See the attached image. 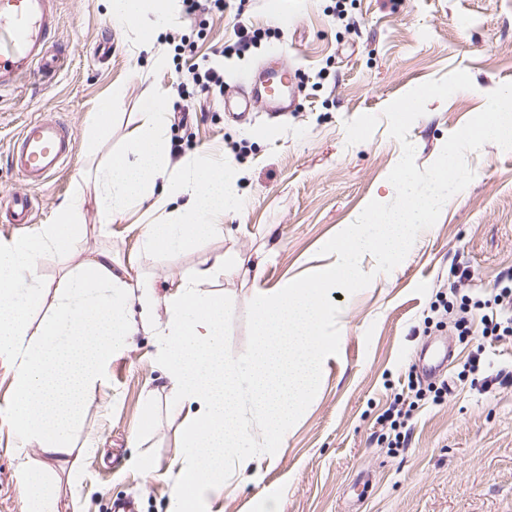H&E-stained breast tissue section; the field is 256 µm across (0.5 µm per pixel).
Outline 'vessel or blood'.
<instances>
[{"label":"vessel or blood","instance_id":"vessel-or-blood-1","mask_svg":"<svg viewBox=\"0 0 512 512\" xmlns=\"http://www.w3.org/2000/svg\"><path fill=\"white\" fill-rule=\"evenodd\" d=\"M56 32L55 0H0V87L19 83L32 66L57 68L59 57L46 50ZM297 85L296 71L278 65L267 68L253 80L250 94L239 100L238 110L249 114L261 101L284 111ZM76 148V137L66 127L35 119L24 125L10 145L9 155L26 183L42 185L60 171Z\"/></svg>","mask_w":512,"mask_h":512}]
</instances>
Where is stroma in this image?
<instances>
[{
	"label": "stroma",
	"instance_id": "stroma-1",
	"mask_svg": "<svg viewBox=\"0 0 512 512\" xmlns=\"http://www.w3.org/2000/svg\"><path fill=\"white\" fill-rule=\"evenodd\" d=\"M58 6L53 48L63 64L0 90V242L53 223L74 178L85 177L84 228L66 251L45 254L41 278L58 282L69 266L104 249L162 297L206 258L237 252L243 264L204 286L225 298L224 350L234 357L255 350L256 287H277L324 264L322 242L368 203L396 206L391 179L399 169L409 168L423 190L439 154L453 157L448 204L411 255L370 284L338 288L345 321L334 356L277 456L232 477L233 494H204L200 512H267L272 503L278 512H512V387L495 378L512 370V336L484 343L457 336L449 324H424L438 292L455 284L486 300L512 272V146L467 134L487 97L512 88V0H283L275 12L268 0H248L241 14L228 7L210 19L187 62L233 43L239 27L268 29L272 38L225 58V89L244 86L269 62L297 69L300 79L292 112L273 119L259 103L245 120L226 112L220 96L191 85L178 91L183 74L172 66L152 69L101 0ZM150 85L167 94L171 167L208 153L246 172L223 235L170 253L144 250L142 205L100 230L96 165L83 154L40 187L28 186L8 155L29 120L62 122L78 135L99 99L112 94V128L100 150L108 156L138 124ZM437 88L446 99L424 100L408 117L398 112L412 93ZM17 193L33 203V221L21 230L7 221ZM443 344L453 350L443 371L447 394L415 411L407 447H386L380 416L409 366ZM479 346L486 366L473 374L466 364ZM170 401L158 338L139 331L78 414L68 460L29 451L46 465L60 512H110L118 498L134 499L137 512H168L182 421ZM140 457L151 462L153 476L136 466ZM18 464L9 437L0 434V512H24Z\"/></svg>",
	"mask_w": 512,
	"mask_h": 512
}]
</instances>
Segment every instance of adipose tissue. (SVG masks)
Wrapping results in <instances>:
<instances>
[{"mask_svg":"<svg viewBox=\"0 0 512 512\" xmlns=\"http://www.w3.org/2000/svg\"><path fill=\"white\" fill-rule=\"evenodd\" d=\"M103 3L111 21L134 32L151 67L166 69L168 59L155 51L154 39L174 18L177 0ZM166 124L165 92L146 88L140 121L124 149L96 171L103 223L135 203H149L161 213V221L144 231L145 246L153 251H172L223 234L224 215L239 202L241 174L234 165L198 155L169 173ZM479 134L512 146L511 89L488 102ZM450 167V157L441 156L423 192L414 189L407 171H400L393 178L403 197L400 206L369 204L354 223L339 225L323 243L327 264L279 287L257 289L256 353L243 364L224 353L223 296L203 290L216 274L237 268L239 254L206 259L191 275L179 278L161 302L151 283L131 282L126 270L114 267L111 252L103 250L70 268L57 286L41 280L42 257L65 249L82 228L85 184L74 179L53 223L0 245V363L12 375L0 431H7L19 453L37 448L70 455L69 428L113 358L123 353L140 326L157 324L160 359L175 409L184 415L171 512H199L203 491L230 490L228 474H244L282 447L334 353L330 329L340 313L326 304L327 290L357 283L374 271L387 272L407 259L421 230L448 202ZM368 254L378 259L375 270L363 266ZM49 293L54 311L42 325L33 326L31 313ZM134 300L141 306L136 319L128 312ZM160 303L166 319L158 324L154 316ZM19 474L26 512H57V497L41 464L25 459Z\"/></svg>","mask_w":512,"mask_h":512,"instance_id":"obj_1","label":"adipose tissue"}]
</instances>
